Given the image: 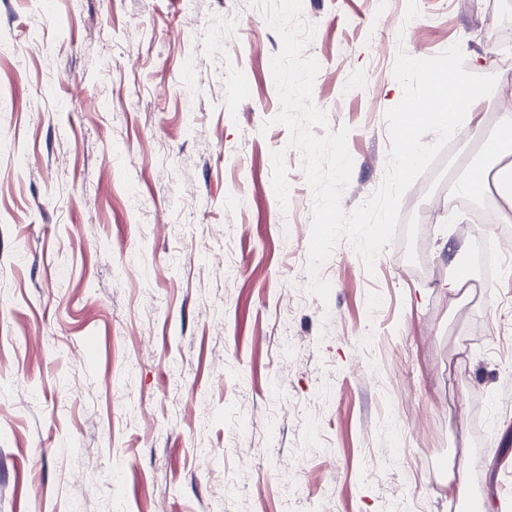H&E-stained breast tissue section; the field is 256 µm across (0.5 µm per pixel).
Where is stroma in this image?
Instances as JSON below:
<instances>
[{
	"label": "stroma",
	"instance_id": "35a3bbf8",
	"mask_svg": "<svg viewBox=\"0 0 512 512\" xmlns=\"http://www.w3.org/2000/svg\"><path fill=\"white\" fill-rule=\"evenodd\" d=\"M506 2L303 0L345 212L384 180L398 53L508 70L324 302L251 0H0V512H464L452 471L512 512V213L454 203L512 109ZM476 243L504 273L449 294Z\"/></svg>",
	"mask_w": 512,
	"mask_h": 512
}]
</instances>
